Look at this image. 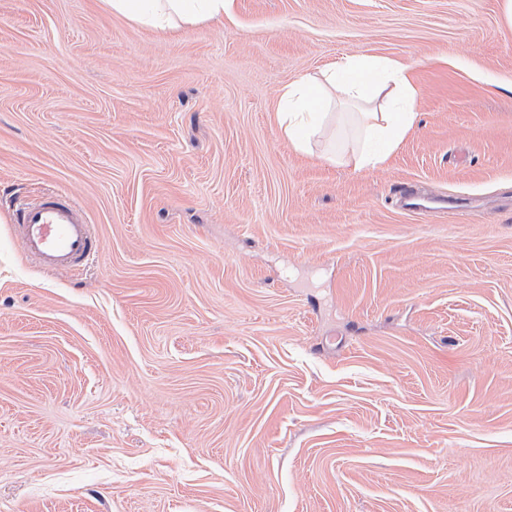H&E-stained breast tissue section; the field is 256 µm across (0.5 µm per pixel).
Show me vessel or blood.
Listing matches in <instances>:
<instances>
[{"label":"vessel or blood","mask_w":512,"mask_h":512,"mask_svg":"<svg viewBox=\"0 0 512 512\" xmlns=\"http://www.w3.org/2000/svg\"><path fill=\"white\" fill-rule=\"evenodd\" d=\"M13 228L23 255L50 270L85 264L100 248L82 210L60 194L18 207Z\"/></svg>","instance_id":"1"}]
</instances>
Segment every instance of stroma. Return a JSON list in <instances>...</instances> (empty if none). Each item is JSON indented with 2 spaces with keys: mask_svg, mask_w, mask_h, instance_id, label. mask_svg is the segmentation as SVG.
<instances>
[{
  "mask_svg": "<svg viewBox=\"0 0 512 512\" xmlns=\"http://www.w3.org/2000/svg\"><path fill=\"white\" fill-rule=\"evenodd\" d=\"M354 53L419 91L375 169L276 120ZM51 191L100 241L72 272L11 228ZM0 512H512L502 0H227L166 34L0 0Z\"/></svg>",
  "mask_w": 512,
  "mask_h": 512,
  "instance_id": "35a3bbf8",
  "label": "stroma"
}]
</instances>
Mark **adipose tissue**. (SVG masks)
Masks as SVG:
<instances>
[{
  "label": "adipose tissue",
  "mask_w": 512,
  "mask_h": 512,
  "mask_svg": "<svg viewBox=\"0 0 512 512\" xmlns=\"http://www.w3.org/2000/svg\"><path fill=\"white\" fill-rule=\"evenodd\" d=\"M113 13L161 33L224 17L225 0H102ZM408 64L352 54L321 76H304L282 89L278 119L299 152L309 151L334 107L351 104L348 128H337V158L355 169L379 168L414 127L418 89Z\"/></svg>",
  "instance_id": "adipose-tissue-1"
}]
</instances>
